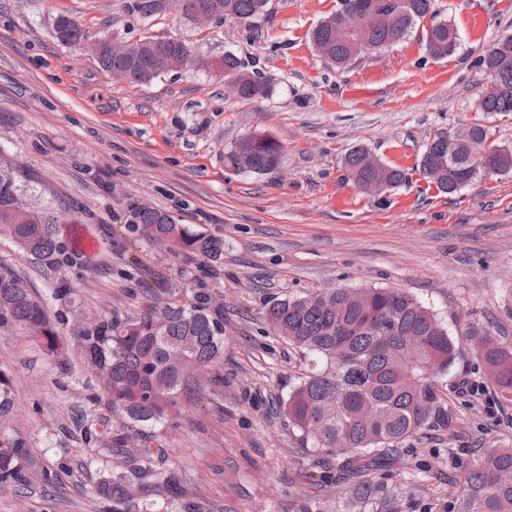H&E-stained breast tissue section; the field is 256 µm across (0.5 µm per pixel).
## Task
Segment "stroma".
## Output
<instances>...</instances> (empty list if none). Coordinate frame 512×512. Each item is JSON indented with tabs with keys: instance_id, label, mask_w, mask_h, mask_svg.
Here are the masks:
<instances>
[{
	"instance_id": "obj_1",
	"label": "stroma",
	"mask_w": 512,
	"mask_h": 512,
	"mask_svg": "<svg viewBox=\"0 0 512 512\" xmlns=\"http://www.w3.org/2000/svg\"><path fill=\"white\" fill-rule=\"evenodd\" d=\"M338 7L269 0L252 23L227 18L199 29L167 12L142 15L134 0H0V153L77 216L59 227L65 248L85 237L97 243L80 264L50 270L0 235V264L47 300L61 331L53 357L32 337L0 334V369L15 400L0 438L25 441L31 477L26 491L0 489V512H100L94 488L112 458L85 437L82 419L112 411L83 365L77 331L87 319L133 316L151 301L200 292L224 301V385L200 373L159 440L167 469L202 512H298L303 499L332 495L310 483L313 459L277 409L303 360L264 320L277 300L328 287L407 291L458 342L442 378L453 431L421 433L385 470L411 512H448L449 481L484 448L512 445V406L498 402L467 337L476 330L512 344V173L448 194L417 168L436 133L476 123L512 149V115L478 106L486 82L479 60L512 33V0H437L458 30L455 53L431 58L420 26L342 71L310 40ZM62 14L92 40L180 38L206 65L143 85L112 80L86 46L56 39ZM228 51L273 79L272 98L229 91L213 68ZM251 133L281 143L276 169L225 166V152ZM359 145L408 181L379 197L360 192L342 164ZM137 204L222 236L221 264L145 239L129 222ZM56 289L67 299L50 300ZM464 378L477 391H458ZM46 469L57 474L49 490Z\"/></svg>"
}]
</instances>
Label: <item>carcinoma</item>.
Returning a JSON list of instances; mask_svg holds the SVG:
<instances>
[{"mask_svg":"<svg viewBox=\"0 0 512 512\" xmlns=\"http://www.w3.org/2000/svg\"><path fill=\"white\" fill-rule=\"evenodd\" d=\"M436 0H340L335 13L310 34L313 46L333 67L348 68L363 47L380 50L400 41L424 20L426 49L434 59L454 53L456 28L438 18ZM183 18L201 10H218L223 17L248 21L268 12L269 0H182ZM365 13L367 43L341 26L348 11ZM75 21L59 40L72 44L85 38ZM188 46L176 39L144 37L128 52L115 55L102 48L100 66L113 79L146 84L181 68ZM487 82L480 110L512 114V40L481 59ZM220 68L234 81L243 100H261L274 93L272 81L249 71L227 52ZM263 143L243 154L237 146L224 153L225 165L237 172L263 174L277 167L281 147L260 136ZM487 129L471 126L468 139L453 143L448 133L426 144L418 168L423 177L445 193H454L477 179L473 158L487 148ZM344 167L361 192L377 195L405 181L407 173L384 164L363 146L351 148ZM64 215L36 197L30 177L12 160L0 156V227L22 252L48 267L73 264L79 253L66 252L58 241ZM133 223L153 241L167 242L176 251L197 255L217 264L224 258V238L149 206L133 212ZM270 330L288 341L305 360V369L280 407L296 443L321 461L342 459L351 477L336 498L335 512H401V492L376 479L386 454L417 434L437 427L451 429L447 403L439 392L440 379L454 365L458 349L429 309L400 289L328 288L304 297L274 302L265 311ZM21 331L35 337L44 350L59 349L58 322L44 302L32 297L19 278L0 266V334ZM479 354L484 375L497 399L512 405V345L482 336ZM77 346L86 367L102 379L113 422L99 421L86 428L107 454L125 461L104 474L97 495L112 504V512H149L139 493L146 480L166 486L175 473L164 467L157 443L158 426L179 413L192 384L191 367L207 369L211 382L224 385L219 368L224 363V307L199 294L194 302L156 303L135 317L92 319L81 324ZM10 378L0 369V417L13 410ZM134 430L139 438L127 447ZM29 451L22 441L0 440V486L16 489L27 483ZM512 446L488 448L477 465L448 491L454 512H512Z\"/></svg>","mask_w":512,"mask_h":512,"instance_id":"carcinoma-1","label":"carcinoma"}]
</instances>
